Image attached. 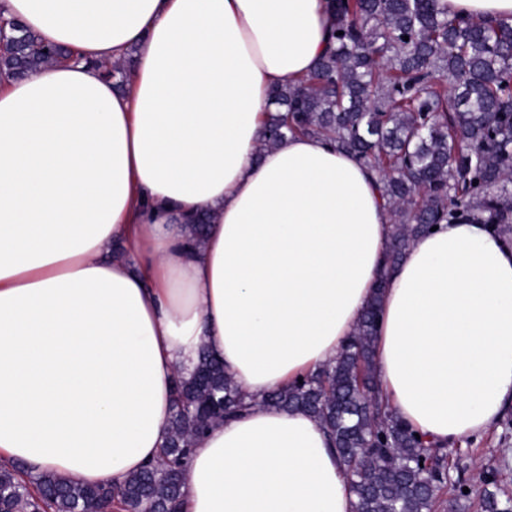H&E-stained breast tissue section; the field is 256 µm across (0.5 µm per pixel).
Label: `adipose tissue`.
<instances>
[{
  "mask_svg": "<svg viewBox=\"0 0 512 512\" xmlns=\"http://www.w3.org/2000/svg\"><path fill=\"white\" fill-rule=\"evenodd\" d=\"M0 16L82 58L0 82V462L121 483L160 458L174 381L205 349L250 407L195 439L182 512H353L321 423L266 401L334 361L392 236L350 154L261 146L270 89L327 48L328 0H0ZM128 57L119 91L99 67ZM383 284L385 399L440 444L487 431L512 406V244L443 224Z\"/></svg>",
  "mask_w": 512,
  "mask_h": 512,
  "instance_id": "ef3b65f1",
  "label": "adipose tissue"
}]
</instances>
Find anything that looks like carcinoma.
Returning a JSON list of instances; mask_svg holds the SVG:
<instances>
[{"instance_id": "1", "label": "carcinoma", "mask_w": 512, "mask_h": 512, "mask_svg": "<svg viewBox=\"0 0 512 512\" xmlns=\"http://www.w3.org/2000/svg\"><path fill=\"white\" fill-rule=\"evenodd\" d=\"M335 47L297 85L269 93L263 144L317 134L371 166L391 214L394 267L436 224L462 220L512 235V26L450 15L439 0H330ZM409 40H404V37ZM0 71L28 77L68 54L10 23ZM129 61L104 66L115 88ZM381 288L333 363L269 396L282 409L318 418L332 434L356 495L355 512H435L448 491L438 445L383 403L372 363ZM247 407L224 365L202 351L194 373L175 380L173 414L160 459L122 485H88L45 473L30 487L22 465L0 467L9 512H181L193 440ZM484 512H512L497 483Z\"/></svg>"}]
</instances>
